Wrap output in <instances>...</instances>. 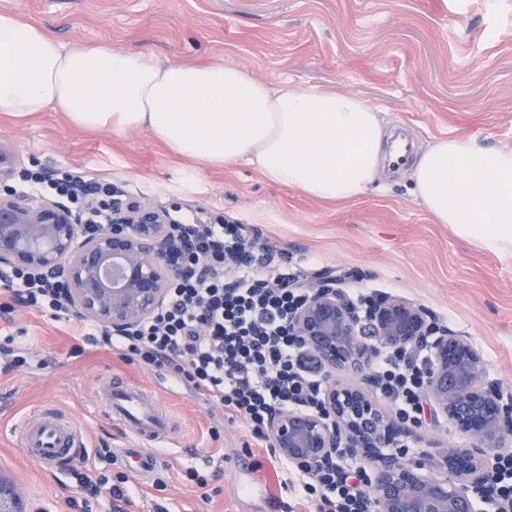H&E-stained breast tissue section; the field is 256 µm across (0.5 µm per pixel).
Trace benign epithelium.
Listing matches in <instances>:
<instances>
[{"label":"benign epithelium","instance_id":"benign-epithelium-1","mask_svg":"<svg viewBox=\"0 0 512 512\" xmlns=\"http://www.w3.org/2000/svg\"><path fill=\"white\" fill-rule=\"evenodd\" d=\"M23 159L0 143V266L60 276L68 304L112 330L133 332L189 274L185 234L167 209L112 186L109 224L90 229L77 211L18 190ZM290 328L326 380L324 410L281 409L266 423L271 447L296 465L344 448L364 467L376 512H476L499 455L512 446V394L489 378L472 340L436 325L413 301L384 294L361 310L338 280L304 285ZM432 353L426 394L467 448L422 443L417 427L386 411L373 387L372 361L386 347ZM0 512H40L18 484L0 475Z\"/></svg>","mask_w":512,"mask_h":512}]
</instances>
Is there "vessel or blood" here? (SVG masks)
Segmentation results:
<instances>
[{"instance_id": "1", "label": "vessel or blood", "mask_w": 512, "mask_h": 512, "mask_svg": "<svg viewBox=\"0 0 512 512\" xmlns=\"http://www.w3.org/2000/svg\"><path fill=\"white\" fill-rule=\"evenodd\" d=\"M391 144L390 166L395 169L406 167L416 153L415 143L398 129L391 135ZM99 397L105 410L130 424L139 473L147 475L156 461L155 449L171 448L176 444L169 419L149 401L144 390L127 381H104ZM18 435L23 452L44 467L78 459L80 432L55 408L42 407L30 413L19 426Z\"/></svg>"}]
</instances>
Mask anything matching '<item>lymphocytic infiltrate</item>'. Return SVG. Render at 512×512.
<instances>
[{
  "label": "lymphocytic infiltrate",
  "instance_id": "f902f5d3",
  "mask_svg": "<svg viewBox=\"0 0 512 512\" xmlns=\"http://www.w3.org/2000/svg\"><path fill=\"white\" fill-rule=\"evenodd\" d=\"M185 261L191 274L176 280L166 305L135 334L120 336L92 322L84 327L105 346L127 357L169 369L180 382L240 416L257 447H266L265 425L272 410L320 409L325 380L291 334L288 319L303 300L302 271L279 264L256 245L246 225L192 224ZM245 252L233 281H226L224 256ZM8 296L66 314L60 288L29 274L0 272ZM430 353L405 356L389 349L372 363L376 391L412 424L424 412ZM313 512H372L368 480L352 456L290 467Z\"/></svg>",
  "mask_w": 512,
  "mask_h": 512
}]
</instances>
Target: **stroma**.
<instances>
[{
    "instance_id": "stroma-1",
    "label": "stroma",
    "mask_w": 512,
    "mask_h": 512,
    "mask_svg": "<svg viewBox=\"0 0 512 512\" xmlns=\"http://www.w3.org/2000/svg\"><path fill=\"white\" fill-rule=\"evenodd\" d=\"M66 48L105 44L148 52L165 66L222 63L279 86H318L364 99L385 131L405 127L420 146L467 137L512 150V0H0ZM0 142L26 168L78 171L124 185L134 197L179 208L184 223L217 215L254 225L262 243L299 268L342 276L428 309L468 336L491 379L512 390V254L497 253L435 223L409 172H380L372 189L336 204L275 183L245 164L196 171L145 131L73 125L50 110L0 112ZM0 470L43 512H114L109 498L78 506L76 465L42 468L16 429L35 408L58 405L80 429L92 476L129 477L124 512H242L239 456L283 512H302L288 472L267 449L247 446L243 423L165 371L96 345L77 322L34 307L0 310ZM130 379L178 427L139 476L126 452L131 433L98 401L102 380ZM197 470L198 485L187 475ZM166 487L157 490L156 479Z\"/></svg>"
}]
</instances>
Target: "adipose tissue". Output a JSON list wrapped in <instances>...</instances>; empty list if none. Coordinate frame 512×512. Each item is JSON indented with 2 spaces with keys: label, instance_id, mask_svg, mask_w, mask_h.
Listing matches in <instances>:
<instances>
[{
  "label": "adipose tissue",
  "instance_id": "adipose-tissue-1",
  "mask_svg": "<svg viewBox=\"0 0 512 512\" xmlns=\"http://www.w3.org/2000/svg\"><path fill=\"white\" fill-rule=\"evenodd\" d=\"M49 108L86 129L146 131L202 168L246 162L325 202L366 193L384 152L379 114L357 97L273 87L224 64L163 66L105 45L68 50L0 12V112L24 118ZM411 178L435 223L512 253V151L440 139Z\"/></svg>",
  "mask_w": 512,
  "mask_h": 512
}]
</instances>
